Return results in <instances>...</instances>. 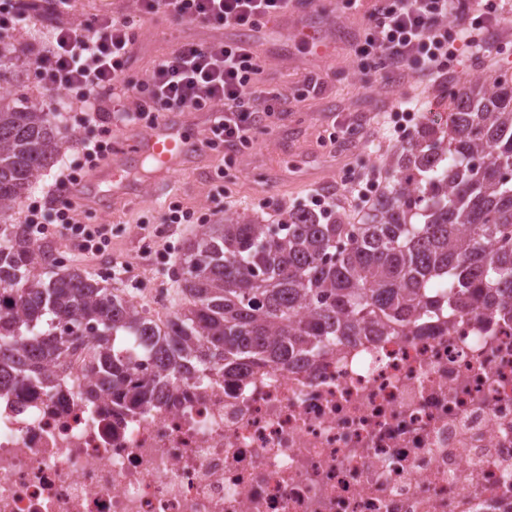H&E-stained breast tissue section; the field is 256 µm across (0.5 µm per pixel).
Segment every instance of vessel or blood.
I'll list each match as a JSON object with an SVG mask.
<instances>
[{"label": "vessel or blood", "instance_id": "vessel-or-blood-1", "mask_svg": "<svg viewBox=\"0 0 512 512\" xmlns=\"http://www.w3.org/2000/svg\"><path fill=\"white\" fill-rule=\"evenodd\" d=\"M194 120V113L185 111L156 127H138L125 133L114 154L72 187L73 201L93 209L111 196L127 194L132 189L128 170L140 161H152L162 175L194 163L204 154L201 137L193 129Z\"/></svg>", "mask_w": 512, "mask_h": 512}]
</instances>
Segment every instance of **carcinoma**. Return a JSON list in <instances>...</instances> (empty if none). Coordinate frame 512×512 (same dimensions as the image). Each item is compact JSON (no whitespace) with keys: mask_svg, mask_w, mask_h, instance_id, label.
Here are the masks:
<instances>
[{"mask_svg":"<svg viewBox=\"0 0 512 512\" xmlns=\"http://www.w3.org/2000/svg\"><path fill=\"white\" fill-rule=\"evenodd\" d=\"M0 50V217L60 155L49 113L13 99ZM358 224L295 210L202 224L186 243L173 320L159 326L53 247L0 224V390L53 383L77 343L92 350L86 401L133 395L256 359L283 363L331 336H385L432 312L512 318V77L454 88L443 125L421 124L387 163ZM152 377L132 385L139 360Z\"/></svg>","mask_w":512,"mask_h":512,"instance_id":"cac0c4a2","label":"carcinoma"}]
</instances>
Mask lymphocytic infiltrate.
I'll return each mask as SVG.
<instances>
[{
  "label": "lymphocytic infiltrate",
  "mask_w": 512,
  "mask_h": 512,
  "mask_svg": "<svg viewBox=\"0 0 512 512\" xmlns=\"http://www.w3.org/2000/svg\"><path fill=\"white\" fill-rule=\"evenodd\" d=\"M72 0H0V31L23 21H51L46 45L35 46L30 61L47 92L65 91L79 104V126L88 128L77 149L78 159L62 165L54 189L28 205L24 229L28 237L54 234L64 228L78 254L107 253L112 239L108 224H87L69 197L70 187L112 150V123L153 126L168 113H208L205 144L236 154L254 142L280 112L284 96L264 79L266 62L252 45L214 38L205 43L180 42L155 61L146 77L127 75L134 38L130 16L103 14L86 21L70 18ZM289 0H136L140 15L158 13L182 23L254 29L283 15ZM497 5L486 0L474 10L468 0H379L367 17V33L354 45V60L363 70H404L419 65L426 76L445 72L466 49L490 45ZM456 13L460 23L448 21ZM124 100L113 113V99ZM381 186L369 172L364 188L352 178L314 193L321 214L336 211L339 197L363 207Z\"/></svg>",
  "instance_id": "1"
}]
</instances>
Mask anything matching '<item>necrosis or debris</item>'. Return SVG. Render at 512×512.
Masks as SVG:
<instances>
[{
  "mask_svg": "<svg viewBox=\"0 0 512 512\" xmlns=\"http://www.w3.org/2000/svg\"><path fill=\"white\" fill-rule=\"evenodd\" d=\"M0 394V512H512V319L424 317L288 364L84 399Z\"/></svg>",
  "mask_w": 512,
  "mask_h": 512,
  "instance_id": "necrosis-or-debris-1",
  "label": "necrosis or debris"
}]
</instances>
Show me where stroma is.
Wrapping results in <instances>:
<instances>
[{
    "mask_svg": "<svg viewBox=\"0 0 512 512\" xmlns=\"http://www.w3.org/2000/svg\"><path fill=\"white\" fill-rule=\"evenodd\" d=\"M310 18L327 17L325 52L302 49L298 38L265 22L251 36L261 54L267 57L269 78L276 82L286 101L273 129L260 131L252 149L237 156L235 170L229 177L217 179L224 166V156L207 152L203 165H190L165 177L153 174L143 165L134 175V193L116 198L111 207L95 212L92 221L112 227V250L122 254L133 271L129 281L115 283L116 294L130 295L146 306L156 307L158 315L177 310L181 303L178 288L180 257L186 239L197 227L180 225L166 247H158L150 257L141 254L143 237L153 230L170 202L207 211L223 206L225 214L245 213L263 222H278L288 212L309 202L313 187L335 179L344 165L357 169L383 167L385 159L398 151L402 142L384 136V112L395 98L399 82L379 73L356 67L350 49L357 33V23L369 14L376 0H359L349 8L346 0H306ZM135 53L128 73L141 77L154 61L168 51L179 37L206 38L210 32L191 24L178 25L159 15L136 22L132 28ZM512 64L511 44L497 43L490 52L465 51L453 62L447 74L434 79L405 78L406 88H418L423 106L434 112L435 119L446 120L453 103L447 85L473 75L491 78ZM318 78L315 92H307L309 78ZM13 92L30 101H42L60 127L66 144V158H73L77 137L71 126L75 105L53 108L52 100L31 68L28 57L17 63ZM355 119L359 137L336 148L322 144L332 130L333 119Z\"/></svg>",
    "mask_w": 512,
    "mask_h": 512,
    "instance_id": "35a3bbf8",
    "label": "stroma"
}]
</instances>
